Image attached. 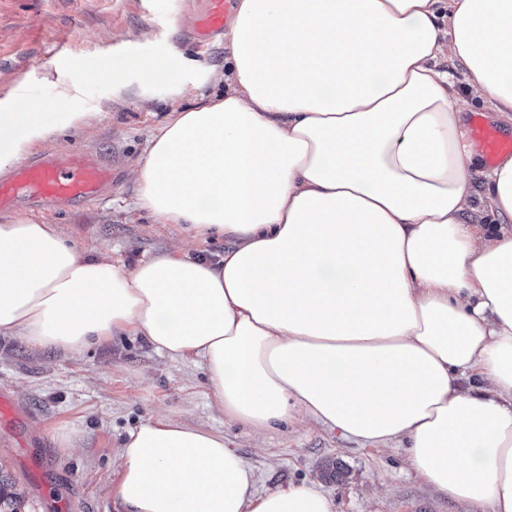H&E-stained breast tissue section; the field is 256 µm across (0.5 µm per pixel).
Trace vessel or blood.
<instances>
[{"mask_svg": "<svg viewBox=\"0 0 512 512\" xmlns=\"http://www.w3.org/2000/svg\"><path fill=\"white\" fill-rule=\"evenodd\" d=\"M236 0H203L192 25L180 43L199 50L223 39L233 19ZM472 137L488 164L512 153V136L474 118ZM121 177L117 162L105 154L87 151L78 155L46 151L0 175V212L26 208L33 212L69 206H89L108 194Z\"/></svg>", "mask_w": 512, "mask_h": 512, "instance_id": "b4317fda", "label": "vessel or blood"}]
</instances>
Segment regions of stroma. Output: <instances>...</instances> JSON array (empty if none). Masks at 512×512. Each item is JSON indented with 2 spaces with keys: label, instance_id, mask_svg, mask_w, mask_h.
<instances>
[{
  "label": "stroma",
  "instance_id": "obj_1",
  "mask_svg": "<svg viewBox=\"0 0 512 512\" xmlns=\"http://www.w3.org/2000/svg\"><path fill=\"white\" fill-rule=\"evenodd\" d=\"M190 21L181 0H0V110L19 104L27 112H63L60 92L69 89L94 115L52 143L35 144V151L97 149L121 166V179L103 202L47 213L79 249L131 265L183 237L178 225L135 209L137 188L129 176L148 131L167 118L168 86H155L145 99L133 91L116 104L111 76L88 80L84 74L125 59L124 78L134 88L135 62L149 57L194 85L196 95L210 96L214 89L204 74L223 66L227 43L199 54L185 50L177 36ZM0 390L19 411L18 421L0 422V475L23 493L20 512H116L108 489L112 457L130 429L159 414L222 431L253 470L258 496L314 481L333 512H469L428 491L401 445H367L293 420L252 447L248 428L213 408L203 368L158 355L140 336H117L77 355L41 353L0 336ZM64 433L73 447L61 446ZM332 461L344 475L330 482L323 470Z\"/></svg>",
  "mask_w": 512,
  "mask_h": 512
}]
</instances>
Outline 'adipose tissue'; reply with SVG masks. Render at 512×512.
Listing matches in <instances>:
<instances>
[{
    "label": "adipose tissue",
    "instance_id": "obj_1",
    "mask_svg": "<svg viewBox=\"0 0 512 512\" xmlns=\"http://www.w3.org/2000/svg\"><path fill=\"white\" fill-rule=\"evenodd\" d=\"M138 68L173 107L133 170L137 207L223 255L126 266L50 222L0 224V336L75 354L144 337L204 367L255 437L299 414L404 439L431 491L512 512V156L485 174L500 225L481 230L456 89L512 119V0H238L193 108L165 64ZM88 118L77 100L0 112V170ZM114 472L123 512H332L311 483L255 496L223 432L166 416L129 432Z\"/></svg>",
    "mask_w": 512,
    "mask_h": 512
}]
</instances>
